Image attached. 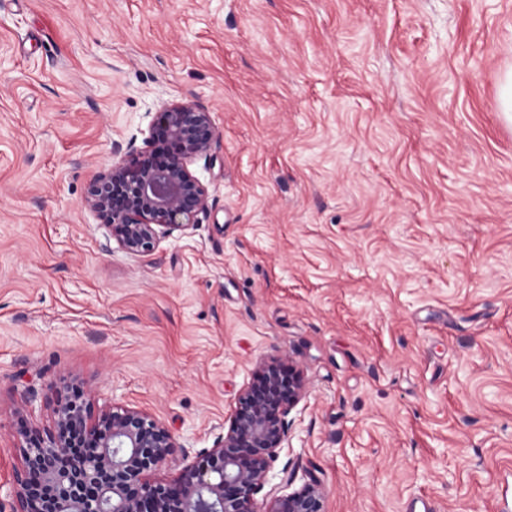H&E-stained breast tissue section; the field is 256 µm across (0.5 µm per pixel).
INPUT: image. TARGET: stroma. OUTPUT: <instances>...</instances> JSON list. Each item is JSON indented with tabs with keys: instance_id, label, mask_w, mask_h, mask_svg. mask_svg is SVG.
I'll use <instances>...</instances> for the list:
<instances>
[{
	"instance_id": "35a3bbf8",
	"label": "stroma",
	"mask_w": 512,
	"mask_h": 512,
	"mask_svg": "<svg viewBox=\"0 0 512 512\" xmlns=\"http://www.w3.org/2000/svg\"><path fill=\"white\" fill-rule=\"evenodd\" d=\"M510 69L512 0H0V512L53 387L193 456L281 354L307 393L270 486L502 512ZM171 101L213 115L210 208L135 256L86 188Z\"/></svg>"
}]
</instances>
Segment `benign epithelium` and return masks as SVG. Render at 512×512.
Returning a JSON list of instances; mask_svg holds the SVG:
<instances>
[{
    "label": "benign epithelium",
    "instance_id": "benign-epithelium-1",
    "mask_svg": "<svg viewBox=\"0 0 512 512\" xmlns=\"http://www.w3.org/2000/svg\"><path fill=\"white\" fill-rule=\"evenodd\" d=\"M217 132L203 106L174 101L158 112L142 145L130 144L89 182L85 201L118 247L146 256L185 236L209 209L207 187L190 166L213 163ZM306 392L303 371L281 356L257 364L211 449L189 458L170 429L122 403L94 411L83 388H55L53 426L14 434L23 466L13 477L11 512H326L311 482L265 490L288 444L290 415ZM177 468L171 480L154 477Z\"/></svg>",
    "mask_w": 512,
    "mask_h": 512
}]
</instances>
